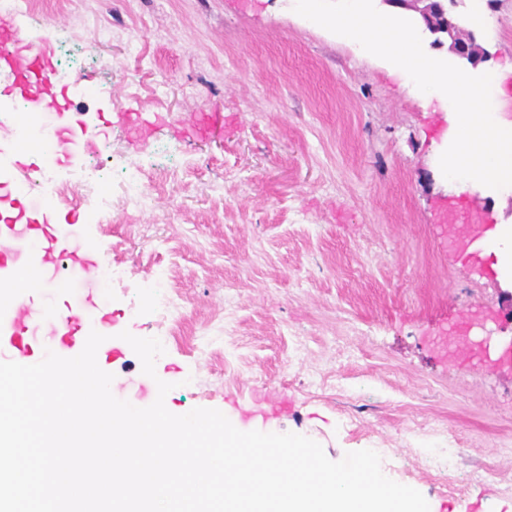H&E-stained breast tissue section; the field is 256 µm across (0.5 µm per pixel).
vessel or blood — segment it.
Listing matches in <instances>:
<instances>
[{
	"mask_svg": "<svg viewBox=\"0 0 512 512\" xmlns=\"http://www.w3.org/2000/svg\"><path fill=\"white\" fill-rule=\"evenodd\" d=\"M0 73L7 76L13 97L30 115L52 122L51 153L19 142L16 154L30 157L42 170L65 164L82 123L77 119L67 124L59 121L61 110L74 105L69 88L57 86L56 65L48 48L32 49L9 12H0ZM4 200L14 214L8 219V238H0V354L22 365L39 362L49 349L69 358L79 347L78 335L98 326L107 338L110 356L122 357L127 343L113 334L112 306L102 303L95 292L97 255L82 249L76 236L57 235L55 221L41 215L36 193L26 190L17 198L7 183L0 182V202ZM23 278L29 279L35 292L67 280L73 293L65 312L13 299L12 287Z\"/></svg>",
	"mask_w": 512,
	"mask_h": 512,
	"instance_id": "b4317fda",
	"label": "vessel or blood"
}]
</instances>
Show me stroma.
I'll return each mask as SVG.
<instances>
[{"label":"stroma","instance_id":"obj_1","mask_svg":"<svg viewBox=\"0 0 512 512\" xmlns=\"http://www.w3.org/2000/svg\"><path fill=\"white\" fill-rule=\"evenodd\" d=\"M294 5L36 0L42 26L20 17L31 42L48 26L80 55L57 81L97 88L79 112L151 187L99 224L78 207L79 239L129 271L111 288L121 329L154 337L178 303L155 365L170 412L273 402L269 432L333 461L373 450L430 512H512V367L436 342L512 340V287L444 221L478 206L494 225L512 204L449 189L444 112ZM456 12L488 65L512 61V0Z\"/></svg>","mask_w":512,"mask_h":512}]
</instances>
